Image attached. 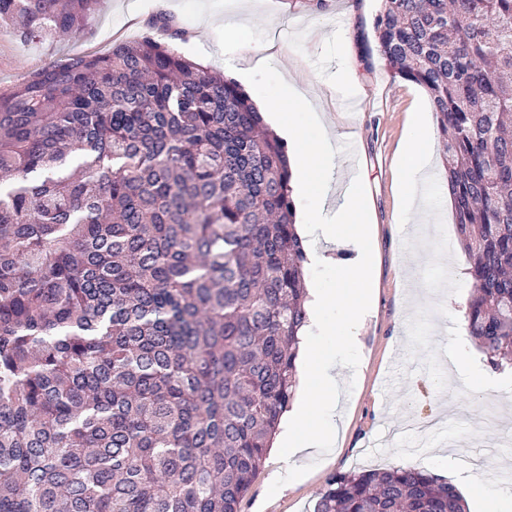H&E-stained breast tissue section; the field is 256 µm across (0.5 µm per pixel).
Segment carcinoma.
<instances>
[{"instance_id": "carcinoma-1", "label": "carcinoma", "mask_w": 512, "mask_h": 512, "mask_svg": "<svg viewBox=\"0 0 512 512\" xmlns=\"http://www.w3.org/2000/svg\"><path fill=\"white\" fill-rule=\"evenodd\" d=\"M99 0H0L26 41ZM436 114L465 330L512 360V0H382ZM287 146L251 96L145 35L0 93V512H238L297 387L307 254ZM314 512H467L415 468Z\"/></svg>"}]
</instances>
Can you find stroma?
I'll return each instance as SVG.
<instances>
[{
  "label": "stroma",
  "mask_w": 512,
  "mask_h": 512,
  "mask_svg": "<svg viewBox=\"0 0 512 512\" xmlns=\"http://www.w3.org/2000/svg\"><path fill=\"white\" fill-rule=\"evenodd\" d=\"M381 0H102L83 30L55 39L21 41L0 26V92L65 58L103 54L113 43L139 38L155 15L173 21L186 56L211 52L206 65L224 68V31L218 20L235 14L245 22L250 47L271 55L246 90L276 97L294 79L314 111L341 136L348 152H336L332 193L359 177L370 200L377 278L374 308L361 330L360 358L344 355L334 443L318 451L307 476L286 489H268L262 478L239 512H313L328 477L360 469L421 468L426 457H448L444 478L476 457L487 485L512 474V453L499 451L512 435V391L472 396L467 378L486 369L467 337L462 318L470 291L451 205L437 179L418 191L421 220L397 212L396 160L412 111L431 112L419 85L395 77L382 59L374 23ZM349 71L353 80L337 85ZM356 109H347L348 99ZM495 422H487L485 410Z\"/></svg>",
  "instance_id": "obj_1"
}]
</instances>
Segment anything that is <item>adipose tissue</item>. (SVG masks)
Here are the masks:
<instances>
[{
    "label": "adipose tissue",
    "mask_w": 512,
    "mask_h": 512,
    "mask_svg": "<svg viewBox=\"0 0 512 512\" xmlns=\"http://www.w3.org/2000/svg\"><path fill=\"white\" fill-rule=\"evenodd\" d=\"M309 106L293 85L265 106L278 133L298 150L290 161L291 185L298 198L313 201L297 213L303 223L316 225L321 238L346 248L352 256L336 268V286L313 289L310 317L301 333L298 366L304 395L296 399L280 423L279 456L289 476H300L334 428L336 387L341 377L339 351L358 348L359 331L374 303V252L370 207L362 188L353 187L330 199L335 131L321 127L311 135L295 114ZM430 142L420 117H413L397 157L398 196L402 211H411L418 185L427 173Z\"/></svg>",
    "instance_id": "adipose-tissue-1"
}]
</instances>
